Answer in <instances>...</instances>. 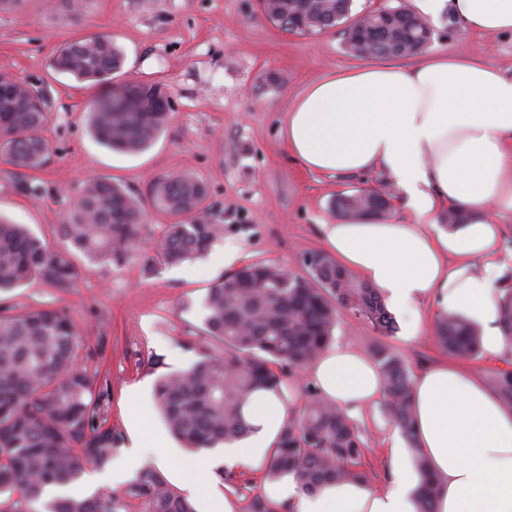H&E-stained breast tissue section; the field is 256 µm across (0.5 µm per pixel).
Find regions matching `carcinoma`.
Segmentation results:
<instances>
[{"label":"carcinoma","mask_w":512,"mask_h":512,"mask_svg":"<svg viewBox=\"0 0 512 512\" xmlns=\"http://www.w3.org/2000/svg\"><path fill=\"white\" fill-rule=\"evenodd\" d=\"M260 9L280 30L310 35L342 25L336 0H261ZM363 28L377 46L376 57L396 58L421 51L419 16L402 7L369 12ZM123 56L105 36L73 40L55 54L59 73L86 81L106 79L121 69ZM47 94L41 87L0 73V156L23 177L19 188L34 194L33 174L42 170L51 149L43 131ZM168 101L158 86L124 88L121 95L97 100L89 125L108 149L136 154L150 147L169 120ZM148 194L153 204L182 218L168 225L154 252L169 265L200 256L224 237V225L200 213L204 185L188 173L164 176ZM334 202L345 219L385 217L370 190ZM139 200L105 179L88 181L80 203L59 226L60 242L50 245L25 225L0 217V512H34L48 486L77 483L84 465L105 467L123 442L122 432L107 424L109 388L99 372L75 363L79 333L63 310L46 305L19 308L8 294L38 280L59 292L81 276L83 257L102 266H118L143 235ZM304 273L286 279L283 268L252 262L221 276L203 300L202 330L221 344L220 351L191 347L196 359L186 368L163 373L155 400L169 430L186 447L216 448L249 430L243 409L260 391L284 396L288 373L304 369L331 343L338 309L370 324L380 335L395 330L382 293L325 251L300 260ZM500 322L512 342V289L502 291ZM439 347L457 361L482 355L476 326L441 313L434 321ZM385 385V410L405 437L420 480L419 512H434L436 484L414 429V375L404 358L384 342L373 348ZM493 386L512 406V369L494 372ZM304 403L283 428L272 449L266 478L294 477L304 493L329 482L372 485L362 466L366 447L351 419L308 386ZM136 501L142 512H195L152 467L142 468L117 493L64 497L44 503V512H128ZM245 512H277L262 494L249 497Z\"/></svg>","instance_id":"cac0c4a2"}]
</instances>
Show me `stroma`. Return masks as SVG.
<instances>
[{
	"label": "stroma",
	"instance_id": "stroma-1",
	"mask_svg": "<svg viewBox=\"0 0 512 512\" xmlns=\"http://www.w3.org/2000/svg\"><path fill=\"white\" fill-rule=\"evenodd\" d=\"M431 48L489 60L512 69V33L461 31L449 13L430 19ZM104 35L124 53L122 68L100 83L56 72L53 58L70 40ZM373 58L351 55L339 29L313 35L282 32L261 13L258 0H85L80 12L64 0H16L0 6V72L41 86L48 97L44 130L52 155L37 175L38 192L16 188L0 160V215L56 243L58 226L93 178H108L138 195L144 233L157 239L175 216L148 195L159 177L187 172L203 182L206 216L224 226V238L203 257L170 266L133 251L121 265H89L75 286L59 292L40 282L16 291L20 307L52 304L75 321L79 366L99 371L110 387L109 425L127 431L136 416L164 447L145 463L178 459L201 469L210 451L193 453L170 435L154 401L158 375L194 358L188 344L213 346L201 331L202 301L223 274L254 261L301 272L300 260L323 249L318 227L335 223L332 203L358 189L388 185L383 171L327 175L306 170L281 134L292 100L312 82L359 67ZM160 84L172 118L164 133L138 155L112 152L93 136L88 114L113 85ZM419 310L429 325L407 338L409 314L396 313L387 342L413 372L445 360L430 328L439 312ZM354 424L366 442L363 465L373 488L390 477L387 442L395 431L383 406Z\"/></svg>",
	"mask_w": 512,
	"mask_h": 512
}]
</instances>
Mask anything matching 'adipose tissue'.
<instances>
[{"label":"adipose tissue","instance_id":"ef3b65f1","mask_svg":"<svg viewBox=\"0 0 512 512\" xmlns=\"http://www.w3.org/2000/svg\"><path fill=\"white\" fill-rule=\"evenodd\" d=\"M418 16L449 10L463 30L512 32V0H413ZM290 153L312 172L329 175L385 171L419 221L337 220L320 227L337 262L371 283L391 304L410 312L409 336L420 333V302L480 330L486 357L512 348L501 328V277L512 251L500 247L503 214H512V72L493 63L434 52L410 67L379 64L312 83L291 104L281 130ZM463 219L437 226L444 207ZM349 417L385 396L374 358L337 341L303 371ZM300 382L286 399L259 392L243 410L245 438L225 446L226 469H264L284 424L303 402ZM415 429L435 476L436 512H512V407L464 366L439 362L415 378ZM121 467L93 472L86 484L118 482L142 464L145 451L163 447L140 419ZM392 479L383 490L353 482L300 491L292 477L264 483L261 492L279 512H418V476L389 442ZM180 488L201 500L203 512H242L233 489L216 491L201 473L168 461Z\"/></svg>","mask_w":512,"mask_h":512}]
</instances>
